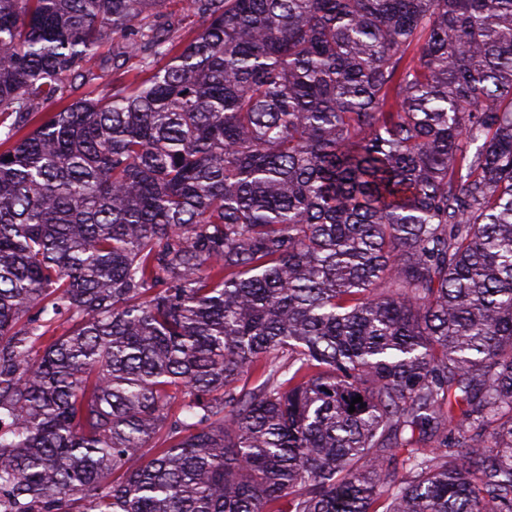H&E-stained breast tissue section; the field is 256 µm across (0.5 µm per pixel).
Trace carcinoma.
<instances>
[{
  "mask_svg": "<svg viewBox=\"0 0 512 512\" xmlns=\"http://www.w3.org/2000/svg\"><path fill=\"white\" fill-rule=\"evenodd\" d=\"M165 2L0 0V512H512V0ZM185 0H167L166 11L180 19L183 31L188 36H194L200 31V22L186 9Z\"/></svg>",
  "mask_w": 512,
  "mask_h": 512,
  "instance_id": "cac0c4a2",
  "label": "carcinoma"
}]
</instances>
